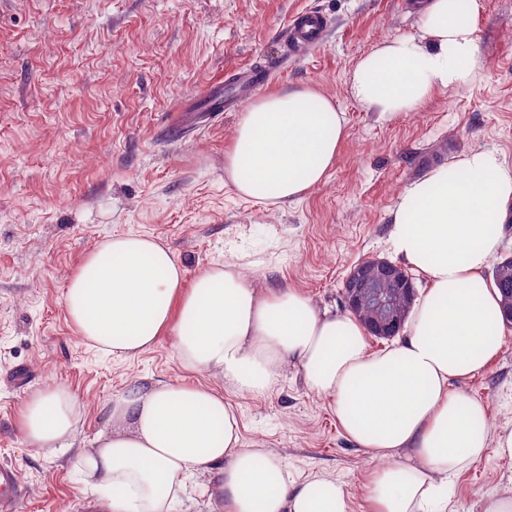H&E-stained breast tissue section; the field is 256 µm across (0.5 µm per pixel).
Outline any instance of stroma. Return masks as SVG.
<instances>
[{
  "label": "stroma",
  "mask_w": 512,
  "mask_h": 512,
  "mask_svg": "<svg viewBox=\"0 0 512 512\" xmlns=\"http://www.w3.org/2000/svg\"><path fill=\"white\" fill-rule=\"evenodd\" d=\"M482 3L476 81L389 121L352 99L348 75L376 44L417 33L406 0H0V463L20 473L16 512H82L90 497L65 459L24 442L16 418L29 394L67 386L89 439L101 405L131 379L181 373L167 340L117 358L75 334L67 278L98 243L152 235L191 278L236 244L269 267V286L298 288L340 315L350 269L395 260L392 210L408 183L472 149L512 163V0ZM309 9L332 17L327 41L281 66L288 21ZM252 61L272 68L269 91L312 86L344 114L325 183L296 202L258 206L224 180L238 115L205 114L199 91ZM505 332L501 352L459 384L497 426L512 424ZM287 376L268 399L234 397L243 447L276 449L296 478L339 477L364 512L367 458L299 368ZM510 484L511 462H476L458 476L449 512H479Z\"/></svg>",
  "instance_id": "35a3bbf8"
}]
</instances>
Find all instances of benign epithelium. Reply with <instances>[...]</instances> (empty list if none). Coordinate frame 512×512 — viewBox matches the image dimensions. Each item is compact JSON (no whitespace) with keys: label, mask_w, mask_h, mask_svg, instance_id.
<instances>
[{"label":"benign epithelium","mask_w":512,"mask_h":512,"mask_svg":"<svg viewBox=\"0 0 512 512\" xmlns=\"http://www.w3.org/2000/svg\"><path fill=\"white\" fill-rule=\"evenodd\" d=\"M342 297L352 314L367 311L363 323L369 335L390 339L403 332L416 288L404 267L386 259H366L350 269Z\"/></svg>","instance_id":"benign-epithelium-1"}]
</instances>
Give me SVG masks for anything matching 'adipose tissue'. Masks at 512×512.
Segmentation results:
<instances>
[{
    "mask_svg": "<svg viewBox=\"0 0 512 512\" xmlns=\"http://www.w3.org/2000/svg\"><path fill=\"white\" fill-rule=\"evenodd\" d=\"M481 0H430L418 33L385 41L354 65L353 100L388 120L418 111L481 67ZM345 137L332 98L304 87L273 92L241 112L224 156L236 193L259 205L301 199L322 185ZM512 215V165L476 149L428 170L394 205L397 255L428 275L405 335L370 351L352 314L320 308L295 288H272L248 254L187 279L156 239L115 235L68 277L63 302L81 340L135 357L168 338L182 376H138L103 408L101 430L80 436L72 391L51 385L21 404L27 445L66 458L101 512H181L198 474L217 477L220 512H350L352 492L329 474L289 478L270 448L240 443L225 391L261 400L289 366L328 399L346 438L374 467L369 512H448V485L488 456L512 461V425L494 427L484 401L458 382L482 371L505 339L499 295L483 271Z\"/></svg>",
    "mask_w": 512,
    "mask_h": 512,
    "instance_id": "adipose-tissue-1",
    "label": "adipose tissue"
}]
</instances>
